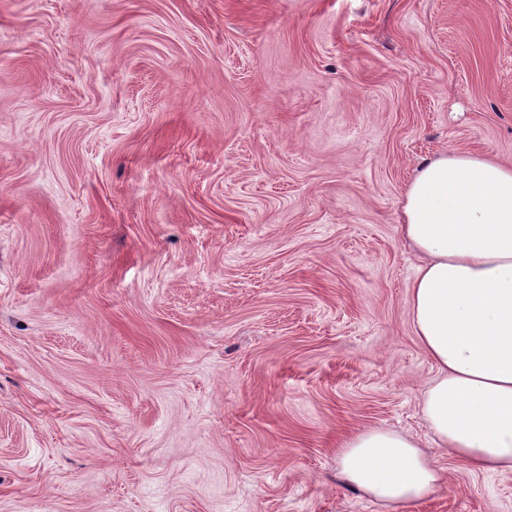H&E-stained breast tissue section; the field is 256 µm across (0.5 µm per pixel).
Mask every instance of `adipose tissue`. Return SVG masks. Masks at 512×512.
I'll list each match as a JSON object with an SVG mask.
<instances>
[{
  "label": "adipose tissue",
  "mask_w": 512,
  "mask_h": 512,
  "mask_svg": "<svg viewBox=\"0 0 512 512\" xmlns=\"http://www.w3.org/2000/svg\"><path fill=\"white\" fill-rule=\"evenodd\" d=\"M400 229L419 259L412 326L435 369L422 418L471 471L512 470V166L460 151L424 160L404 188ZM337 476L394 512L441 481L412 435L382 429L342 446Z\"/></svg>",
  "instance_id": "1"
}]
</instances>
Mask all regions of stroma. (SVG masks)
I'll list each match as a JSON object with an SVG mask.
<instances>
[{
  "label": "stroma",
  "instance_id": "obj_1",
  "mask_svg": "<svg viewBox=\"0 0 512 512\" xmlns=\"http://www.w3.org/2000/svg\"><path fill=\"white\" fill-rule=\"evenodd\" d=\"M446 150L512 162V0H0V512H391L336 477L372 428L413 512H512L420 415ZM337 476L394 511H408L441 481L434 460L412 435L382 429L360 432L341 447Z\"/></svg>",
  "mask_w": 512,
  "mask_h": 512
}]
</instances>
